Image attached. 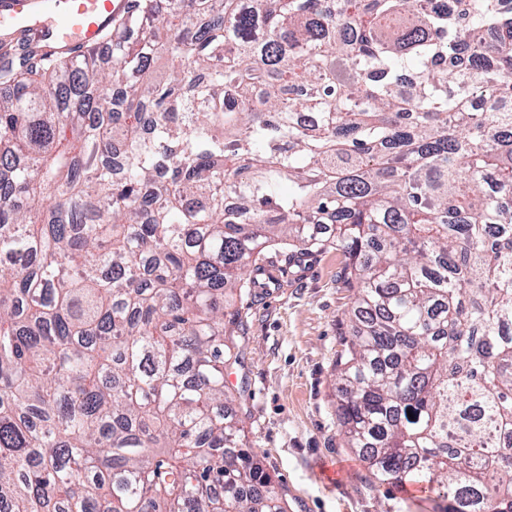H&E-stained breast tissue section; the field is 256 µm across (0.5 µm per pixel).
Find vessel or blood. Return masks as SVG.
Returning a JSON list of instances; mask_svg holds the SVG:
<instances>
[{
	"mask_svg": "<svg viewBox=\"0 0 512 512\" xmlns=\"http://www.w3.org/2000/svg\"><path fill=\"white\" fill-rule=\"evenodd\" d=\"M131 0H0V34L38 31L54 50L77 54L98 45L113 19L129 11Z\"/></svg>",
	"mask_w": 512,
	"mask_h": 512,
	"instance_id": "obj_1",
	"label": "vessel or blood"
}]
</instances>
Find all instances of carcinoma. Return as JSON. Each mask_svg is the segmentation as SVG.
Instances as JSON below:
<instances>
[{
	"instance_id": "carcinoma-1",
	"label": "carcinoma",
	"mask_w": 512,
	"mask_h": 512,
	"mask_svg": "<svg viewBox=\"0 0 512 512\" xmlns=\"http://www.w3.org/2000/svg\"><path fill=\"white\" fill-rule=\"evenodd\" d=\"M457 2L134 0L75 57L0 50V512H286L224 298L328 243L347 447L512 512V14Z\"/></svg>"
}]
</instances>
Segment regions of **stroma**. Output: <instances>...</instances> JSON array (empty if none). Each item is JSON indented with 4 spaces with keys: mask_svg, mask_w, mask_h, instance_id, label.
<instances>
[{
    "mask_svg": "<svg viewBox=\"0 0 512 512\" xmlns=\"http://www.w3.org/2000/svg\"><path fill=\"white\" fill-rule=\"evenodd\" d=\"M266 287L234 297L224 379L246 446L271 474L288 512H433L430 492L380 483L338 425L336 356L351 333L356 291L328 246L289 265L266 252Z\"/></svg>",
    "mask_w": 512,
    "mask_h": 512,
    "instance_id": "35a3bbf8",
    "label": "stroma"
}]
</instances>
